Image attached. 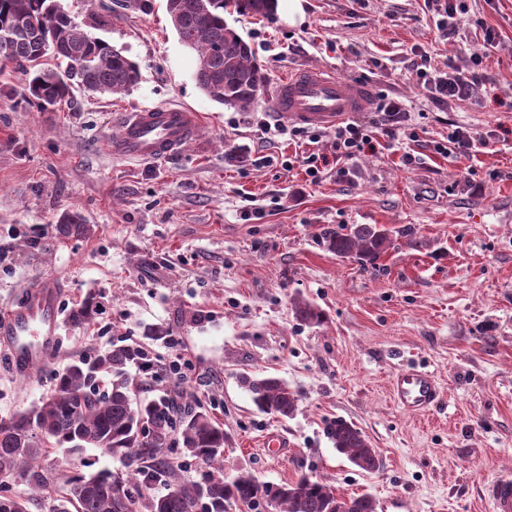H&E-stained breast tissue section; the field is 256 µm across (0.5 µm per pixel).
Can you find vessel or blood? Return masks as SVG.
Instances as JSON below:
<instances>
[{
	"mask_svg": "<svg viewBox=\"0 0 512 512\" xmlns=\"http://www.w3.org/2000/svg\"><path fill=\"white\" fill-rule=\"evenodd\" d=\"M368 103L362 86L339 80L317 68L301 69L277 90L273 109L281 120L316 127H331L354 116ZM198 115L182 108L142 109L122 113L118 132L108 141L109 150L133 160L168 157L193 139ZM59 311L52 291L31 287L23 306L0 316V334L6 338L9 357L15 367L49 359L55 351ZM392 397L404 411H430L441 398L434 373L403 369L392 380ZM492 512H512V472L497 476L484 487Z\"/></svg>",
	"mask_w": 512,
	"mask_h": 512,
	"instance_id": "b4317fda",
	"label": "vessel or blood"
}]
</instances>
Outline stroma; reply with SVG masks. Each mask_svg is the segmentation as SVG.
<instances>
[{
  "mask_svg": "<svg viewBox=\"0 0 512 512\" xmlns=\"http://www.w3.org/2000/svg\"><path fill=\"white\" fill-rule=\"evenodd\" d=\"M84 30L139 67L122 94L75 90L72 103L40 110L20 76L0 68V315L29 287L56 291L60 313L101 294L94 324L59 326L46 362L13 367L0 348V418L36 404L70 361L112 345L143 342L160 362L181 354L191 379L153 381L147 397L202 401L224 426V477L249 472L283 484L302 474L337 493L369 494L376 512H490L484 485L512 470V0H460L447 29L431 0H301L289 16L277 0L267 16L224 19L264 65L270 85L244 110L198 87L195 53L174 30L166 0H59ZM497 45L484 52L486 29ZM465 100H435L415 77L420 63L472 68ZM304 67L365 85L369 121L380 97L403 100L406 134L381 138L376 153L310 181L304 157L331 153L317 141L261 138L274 122V84ZM196 112L198 133L161 161L113 155L112 116L143 108ZM463 126L496 131L490 149L467 159L436 154ZM413 163H406L405 155ZM80 213L91 233L60 237L63 214ZM354 224L392 229L376 263L341 259L325 233ZM326 319L307 325L292 304ZM178 341L153 342V328ZM401 367L433 372L442 400L430 412L399 409L390 393ZM276 376L298 396L287 418L259 412L242 376ZM341 418L361 429L380 458L372 473L336 452L326 434ZM285 446L264 448L268 434ZM95 470L122 464L96 448H57L41 464L55 488L30 512H52L58 484L80 457Z\"/></svg>",
  "mask_w": 512,
  "mask_h": 512,
  "instance_id": "35a3bbf8",
  "label": "stroma"
}]
</instances>
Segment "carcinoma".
<instances>
[{"label": "carcinoma", "instance_id": "cac0c4a2", "mask_svg": "<svg viewBox=\"0 0 512 512\" xmlns=\"http://www.w3.org/2000/svg\"><path fill=\"white\" fill-rule=\"evenodd\" d=\"M277 0H167V11L181 42L198 59L195 80L212 101L239 110L250 107L267 82V72L250 45L224 21V11L265 16ZM0 63L23 76L24 97L42 109L73 99L74 90L121 94L139 78L136 64L122 51L80 26L58 0H0ZM56 66H43L47 53ZM57 232L84 238L91 228L77 212L62 217ZM327 249L339 258L376 259L391 246L390 230L379 224H353L347 232L325 234ZM296 318L307 325L323 322L311 303L293 302ZM103 313L97 294L74 304L67 321L89 325ZM138 345H116L96 356L71 362L55 375L53 390L38 404L0 419V486L2 478L21 475L32 488L45 490L51 478L40 460L51 449L81 453L98 448L125 462L126 471L78 472L64 482L53 512H231L241 506L258 512H376L367 494L340 495L328 484L303 475L270 485L251 473L224 480V427L197 406L180 413L172 398L139 400L129 369H143ZM255 407L288 418L298 396L276 377L245 380ZM185 454L204 465L200 478L183 480L180 465L164 455L174 432ZM327 435L336 451L357 468L372 473L380 466L376 450L355 425L336 419ZM165 479V492L145 502L138 485ZM28 499L0 494V512H27Z\"/></svg>", "mask_w": 512, "mask_h": 512}]
</instances>
